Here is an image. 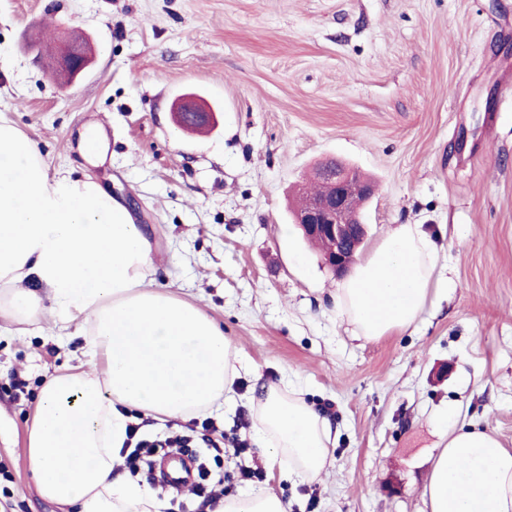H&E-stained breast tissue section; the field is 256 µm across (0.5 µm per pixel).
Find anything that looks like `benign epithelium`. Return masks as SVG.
Masks as SVG:
<instances>
[{
    "instance_id": "obj_1",
    "label": "benign epithelium",
    "mask_w": 512,
    "mask_h": 512,
    "mask_svg": "<svg viewBox=\"0 0 512 512\" xmlns=\"http://www.w3.org/2000/svg\"><path fill=\"white\" fill-rule=\"evenodd\" d=\"M60 64L81 74L91 62L89 49L67 44L59 53ZM176 125L191 130L198 124L212 126L216 115L197 103L189 94L174 104ZM323 178L331 191L311 198L295 213V223L307 238H320L328 243L323 253L324 264L338 277L345 275L354 263L357 247L366 236V224L362 222L358 200L370 199L373 187L351 170L342 167L326 168Z\"/></svg>"
}]
</instances>
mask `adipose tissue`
Returning <instances> with one entry per match:
<instances>
[{"instance_id": "1", "label": "adipose tissue", "mask_w": 512, "mask_h": 512, "mask_svg": "<svg viewBox=\"0 0 512 512\" xmlns=\"http://www.w3.org/2000/svg\"><path fill=\"white\" fill-rule=\"evenodd\" d=\"M438 248L418 224L392 227L336 290V310L376 339L413 326L434 284ZM151 241L129 208L92 178L49 176L37 147L0 119V321L51 317L83 336L86 361L38 394L26 455L41 496L64 512H162L116 466L133 413L159 421L210 414L233 396L238 351L199 306L151 276ZM332 430L296 392L268 384L253 441L292 481L327 470ZM428 512H512V449L461 428L437 452ZM269 490L224 498L219 512H288Z\"/></svg>"}]
</instances>
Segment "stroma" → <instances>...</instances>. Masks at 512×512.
I'll return each mask as SVG.
<instances>
[{"mask_svg": "<svg viewBox=\"0 0 512 512\" xmlns=\"http://www.w3.org/2000/svg\"><path fill=\"white\" fill-rule=\"evenodd\" d=\"M82 35L87 72L58 87L37 40ZM217 114L173 121L179 95ZM0 116L50 174L91 176L146 226L154 278L199 305L240 351L233 400L212 411L249 441L259 382L329 420L328 472L241 483L256 448L184 455L225 495L271 488L290 512H426L449 432L512 448V0H0ZM107 151L88 162L87 126ZM333 156L372 181L367 257L396 224L440 245L414 326L376 340L336 312L337 277L293 223L296 191ZM83 339L0 333V512H62L24 454L43 382L78 365ZM25 380L16 393L13 377Z\"/></svg>", "mask_w": 512, "mask_h": 512, "instance_id": "35a3bbf8", "label": "stroma"}]
</instances>
